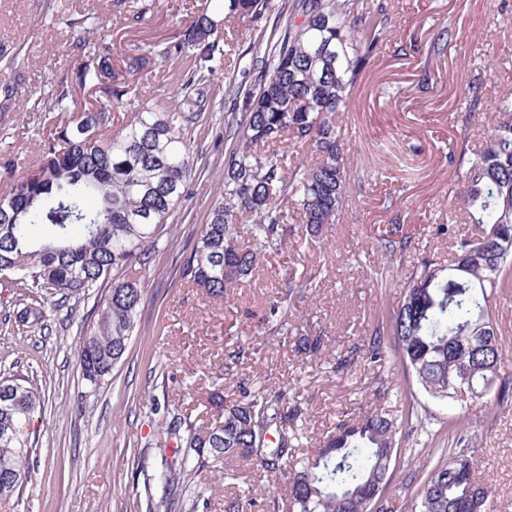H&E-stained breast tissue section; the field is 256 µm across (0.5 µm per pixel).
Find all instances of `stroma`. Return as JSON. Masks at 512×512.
<instances>
[{
    "instance_id": "obj_1",
    "label": "stroma",
    "mask_w": 512,
    "mask_h": 512,
    "mask_svg": "<svg viewBox=\"0 0 512 512\" xmlns=\"http://www.w3.org/2000/svg\"><path fill=\"white\" fill-rule=\"evenodd\" d=\"M286 0L241 24L223 44L224 65L211 84L204 112L188 127L193 169L170 228L145 267L133 270L143 297L124 359L110 381L89 391L78 367L80 326L95 316L93 301L64 302L54 321L35 323L44 296L0 278V374L29 378L44 405L31 442L32 481L0 498V512H149L148 479L164 441L157 427L167 406L183 400L195 371L220 375L225 351L256 335L270 298L283 291L278 257L266 255L252 277L224 299L206 300L179 277V268L216 197L235 144L226 128L229 95L252 88L251 62L268 49ZM390 42L356 84L358 108L343 118L352 175L349 207L332 237L312 244L292 240L288 267L302 272L320 263L321 287L288 313L291 324L310 320L329 335L327 350L310 359L277 338L239 379L300 380L309 398L308 439L318 443L338 411L367 408L374 399L371 371L359 364L347 375L327 370L348 343L389 325L401 285L422 260L447 263L451 242L437 234L448 202L463 195L448 149L460 135L485 137L487 118L476 113L468 130L456 122L461 85L481 78L487 99L512 92V0H388ZM204 0H0V191L42 160L39 134L48 118L37 105L98 50L126 78L128 101L111 112L117 133L133 109L180 107L185 61L163 50L189 25ZM97 18L96 33L89 18ZM451 28L443 55L428 48ZM400 221L413 232L402 266L388 267L380 228ZM406 426L401 457L384 498L397 507L412 498L436 463L431 449L448 445V421L459 405L424 392L390 397L384 405ZM427 420L417 430L418 417ZM480 465L477 478L494 491V512H512V399L470 429Z\"/></svg>"
}]
</instances>
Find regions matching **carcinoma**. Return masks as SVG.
<instances>
[{
	"instance_id": "1",
	"label": "carcinoma",
	"mask_w": 512,
	"mask_h": 512,
	"mask_svg": "<svg viewBox=\"0 0 512 512\" xmlns=\"http://www.w3.org/2000/svg\"><path fill=\"white\" fill-rule=\"evenodd\" d=\"M182 32L173 50L189 59L198 78L182 88L177 112L141 108L116 135H106L115 90L112 62L98 55L76 79H91L103 97L76 110L68 84L59 83L44 102L65 115L41 140L43 162L0 193V273L46 295L54 311L59 295L89 299L105 282L97 317L81 325L79 368L95 390L125 355L142 300L129 268L144 266L167 234L168 218L181 203L192 174L186 124L207 96L204 75L221 65L216 56L221 30L253 18L269 0H215ZM288 26L274 51L260 57L258 88L239 98L241 120L224 169V194L211 206L181 279L211 299L251 276L266 253H279L288 239L342 223L350 167L340 114L356 107L353 89L390 33L389 4L374 0H292ZM484 104L483 82L462 91L459 122L468 126ZM449 160L467 185L453 210L482 227L474 239L458 238L443 224L454 257L446 266L423 262L404 283L390 321L394 350L378 327L351 344L330 369L350 373L361 363L372 369V395L383 401L408 391L409 381L429 397L469 400L466 414L486 412L512 396V375L502 374L503 352L491 315L498 289L512 280V93L498 100L485 144L467 139ZM251 224L243 241L240 224ZM381 248L402 264L411 244L400 225L382 230ZM324 275L317 267L288 274L286 292L269 304L261 328L293 339L307 357L325 349L323 330L288 324V303L302 298ZM265 342L255 339L224 353L221 385L206 398L207 418L171 409L167 440L153 481L165 512L209 508L206 472H224V512H244L262 503L265 512H384L378 506L397 458L403 426L382 408L337 414L318 448L310 452L304 426L307 401L287 381L250 384L236 380L238 366L256 358ZM404 384L393 382L392 361ZM237 399L224 403V389ZM42 396L28 380L0 376V498L24 491L31 480L30 424ZM456 440L448 457L427 473L405 512H491L492 490L475 478L479 459L469 448L463 419L448 422ZM236 459L285 482L284 493L249 496Z\"/></svg>"
}]
</instances>
